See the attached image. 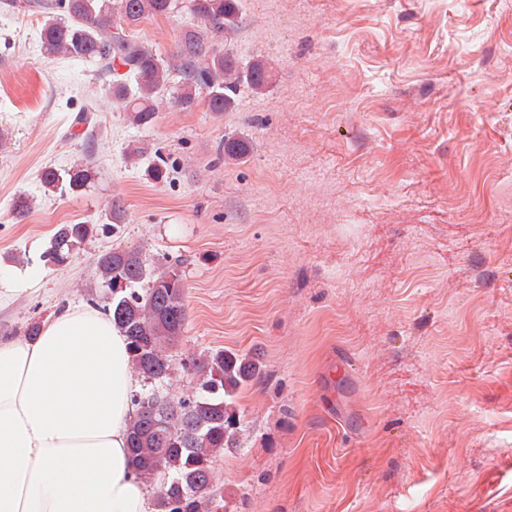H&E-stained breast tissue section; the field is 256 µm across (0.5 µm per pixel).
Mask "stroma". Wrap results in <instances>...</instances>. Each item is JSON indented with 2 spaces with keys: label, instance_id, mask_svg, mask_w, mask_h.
Instances as JSON below:
<instances>
[{
  "label": "stroma",
  "instance_id": "35a3bbf8",
  "mask_svg": "<svg viewBox=\"0 0 512 512\" xmlns=\"http://www.w3.org/2000/svg\"><path fill=\"white\" fill-rule=\"evenodd\" d=\"M243 12L233 49L270 87L223 113L166 89L141 127L91 65L41 54L39 20L0 10V336L91 306L102 251L178 263L177 353L264 364L215 463L219 512H512V0ZM191 21L134 36L167 55ZM84 109L93 125L71 126ZM227 136L245 158L219 159ZM79 159L82 195L44 191V168ZM116 197L113 230L44 264L56 225L100 223Z\"/></svg>",
  "mask_w": 512,
  "mask_h": 512
}]
</instances>
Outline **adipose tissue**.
Wrapping results in <instances>:
<instances>
[{"label":"adipose tissue","instance_id":"obj_1","mask_svg":"<svg viewBox=\"0 0 512 512\" xmlns=\"http://www.w3.org/2000/svg\"><path fill=\"white\" fill-rule=\"evenodd\" d=\"M136 379L111 319L73 306L0 336V512H149L126 450Z\"/></svg>","mask_w":512,"mask_h":512}]
</instances>
